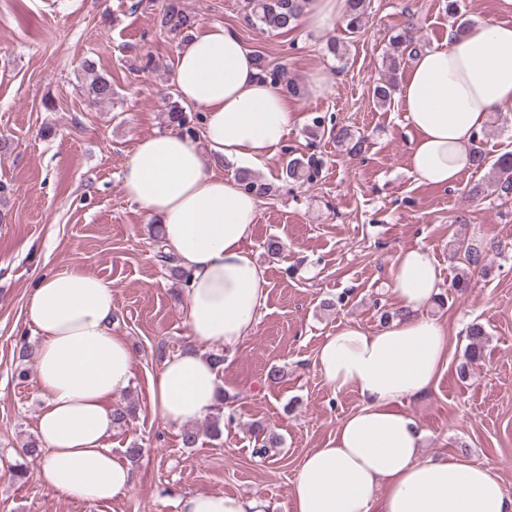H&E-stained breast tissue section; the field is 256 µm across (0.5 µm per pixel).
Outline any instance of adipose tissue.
<instances>
[{"mask_svg": "<svg viewBox=\"0 0 512 512\" xmlns=\"http://www.w3.org/2000/svg\"><path fill=\"white\" fill-rule=\"evenodd\" d=\"M180 100L202 111L201 134L171 129L140 138L124 166L128 200L162 227L163 244L190 275L181 290L189 340L161 363L152 406L179 428L208 418L223 393L212 353L253 334L268 281L250 244L260 201L205 158L260 167L276 156L296 117L288 97L259 76L252 52L219 23L197 28L174 62ZM415 132L408 161L422 182L454 185L472 169V144L491 113L512 108V25L450 29L420 52L399 92ZM442 280L427 247L398 257L392 291L403 318L370 331L357 324L326 337L315 367L333 391L354 390L359 408L312 449L291 488L292 512H512L495 469L459 455L422 453L425 434L401 409L448 365V331L425 316ZM112 287L78 265L30 288L25 322L38 338L35 476L52 495L105 502L132 486L130 468L105 444L112 413L133 377L124 337L112 331ZM180 512H268L260 496L191 493Z\"/></svg>", "mask_w": 512, "mask_h": 512, "instance_id": "adipose-tissue-1", "label": "adipose tissue"}]
</instances>
